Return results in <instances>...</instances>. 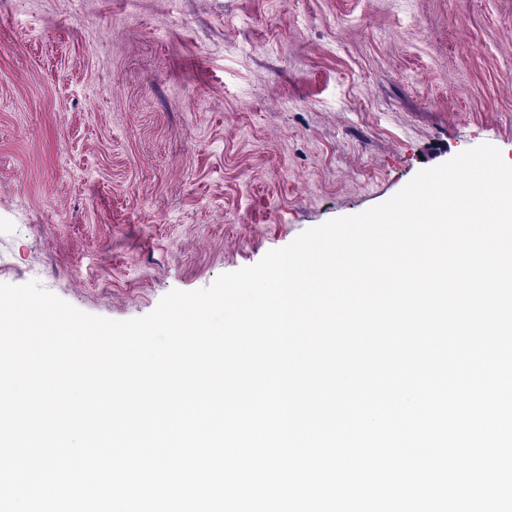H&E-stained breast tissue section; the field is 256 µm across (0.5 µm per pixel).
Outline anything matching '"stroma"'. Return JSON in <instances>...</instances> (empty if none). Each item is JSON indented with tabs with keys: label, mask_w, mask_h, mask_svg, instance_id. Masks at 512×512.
<instances>
[{
	"label": "stroma",
	"mask_w": 512,
	"mask_h": 512,
	"mask_svg": "<svg viewBox=\"0 0 512 512\" xmlns=\"http://www.w3.org/2000/svg\"><path fill=\"white\" fill-rule=\"evenodd\" d=\"M512 0H0V283L114 320L482 145Z\"/></svg>",
	"instance_id": "obj_1"
}]
</instances>
